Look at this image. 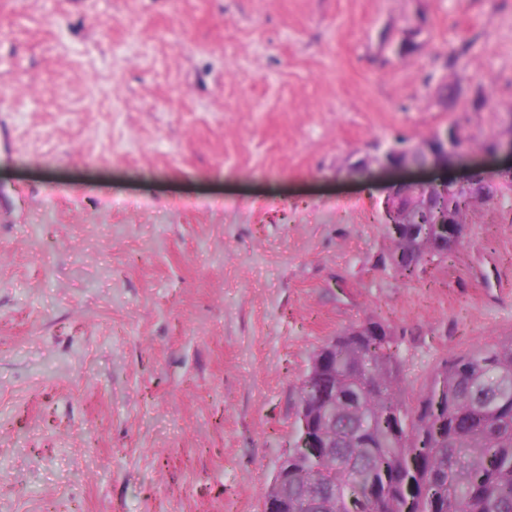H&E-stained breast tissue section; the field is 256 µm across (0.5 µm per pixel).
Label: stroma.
<instances>
[{
  "mask_svg": "<svg viewBox=\"0 0 512 512\" xmlns=\"http://www.w3.org/2000/svg\"><path fill=\"white\" fill-rule=\"evenodd\" d=\"M452 126L497 197L405 278L374 159ZM511 127L512 0H0V512H262L332 337L412 406L512 336Z\"/></svg>",
  "mask_w": 512,
  "mask_h": 512,
  "instance_id": "35a3bbf8",
  "label": "stroma"
}]
</instances>
